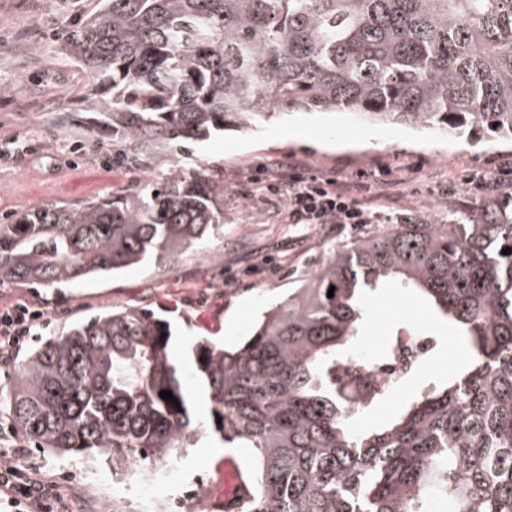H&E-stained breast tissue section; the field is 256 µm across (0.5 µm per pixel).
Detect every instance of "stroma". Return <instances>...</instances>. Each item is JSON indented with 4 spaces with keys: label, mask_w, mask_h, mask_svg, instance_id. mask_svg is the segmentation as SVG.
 <instances>
[{
    "label": "stroma",
    "mask_w": 512,
    "mask_h": 512,
    "mask_svg": "<svg viewBox=\"0 0 512 512\" xmlns=\"http://www.w3.org/2000/svg\"><path fill=\"white\" fill-rule=\"evenodd\" d=\"M100 0H0V144L16 142L21 162L0 160V224L23 212L126 189L141 171L112 160V134L78 109L90 80L74 62L64 41L66 29L95 11ZM204 159L224 180V228L206 245L162 264L148 263L107 278L77 285H1L0 308L26 302L43 308L50 324L28 343L36 348L73 322L110 308L152 310L171 323L170 352L182 366V384L194 399L199 420L208 402L190 359L199 339L240 340L260 311L281 301L290 288L312 277L330 250L375 232L372 224L336 228L332 224H290L284 205L250 197L260 169L299 164L316 175L350 184L359 173H380L394 194L384 210L399 218L446 219L448 212L477 213L486 195L466 185L470 176L512 189V145L499 141L469 144L430 132L395 125L365 124L350 115L299 116L266 123L261 131L217 137L194 144L191 156L161 152L150 172L163 176L174 166ZM367 321L358 352H378L398 324L426 330L437 347L425 369L404 390L360 420L373 427L416 392L430 388L464 356L457 340L434 320L413 294L390 283L366 303ZM12 462L39 470L52 484L59 512H83L100 497L111 470L78 457L45 453L10 427L0 409V452ZM235 451L190 448L182 457L186 471L206 474L196 491L202 505L216 502L224 485L234 482Z\"/></svg>",
    "instance_id": "1"
}]
</instances>
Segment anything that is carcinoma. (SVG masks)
I'll use <instances>...</instances> for the list:
<instances>
[{
    "instance_id": "obj_1",
    "label": "carcinoma",
    "mask_w": 512,
    "mask_h": 512,
    "mask_svg": "<svg viewBox=\"0 0 512 512\" xmlns=\"http://www.w3.org/2000/svg\"><path fill=\"white\" fill-rule=\"evenodd\" d=\"M66 47L96 85L112 158L143 170L158 150L302 113L512 141V0H103ZM223 223L224 184L175 168L1 224L0 284L112 277ZM387 280L463 336L470 359L364 428L388 392L355 399L342 372L360 360L365 297ZM170 336L136 308L73 324L11 365L9 419L46 453L114 471L203 437L249 448L239 512H512V192L475 215L357 238L240 342L197 341L205 424Z\"/></svg>"
}]
</instances>
